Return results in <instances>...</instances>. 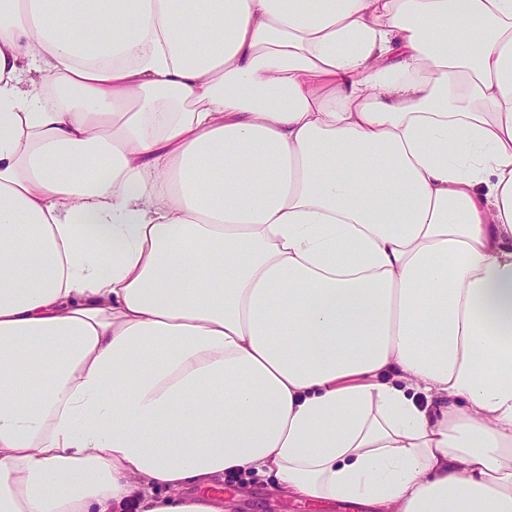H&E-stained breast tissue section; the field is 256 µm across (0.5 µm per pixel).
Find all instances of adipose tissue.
<instances>
[{"mask_svg": "<svg viewBox=\"0 0 512 512\" xmlns=\"http://www.w3.org/2000/svg\"><path fill=\"white\" fill-rule=\"evenodd\" d=\"M512 512V0H0V512ZM224 475L206 489V494L224 500L228 512H364L363 508L340 501L312 502L284 497L270 489L271 481L256 475Z\"/></svg>", "mask_w": 512, "mask_h": 512, "instance_id": "obj_1", "label": "adipose tissue"}]
</instances>
